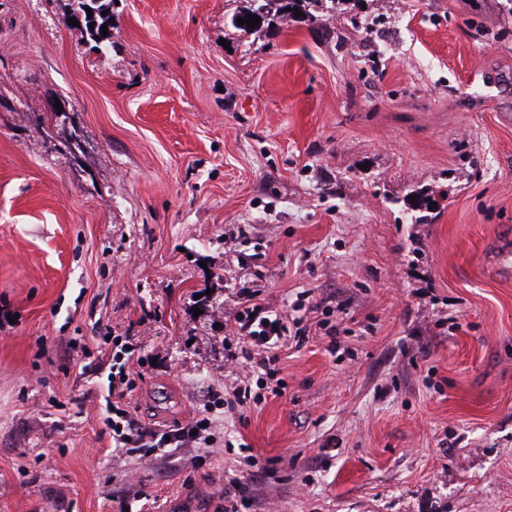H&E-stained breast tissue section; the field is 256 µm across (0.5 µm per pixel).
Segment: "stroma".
<instances>
[{
  "mask_svg": "<svg viewBox=\"0 0 512 512\" xmlns=\"http://www.w3.org/2000/svg\"><path fill=\"white\" fill-rule=\"evenodd\" d=\"M242 5L119 0L99 51L0 0V512H224L231 476L250 512H512V0ZM305 291L284 395L113 450L112 337L161 431L231 398L247 297ZM249 6L244 7L243 11H239L234 14L231 19L232 25L242 31L250 32L256 30L264 23L271 21L288 22V19L295 16V12H301L311 17H314L311 10L316 9L319 5L324 6L325 2H329V5H325L330 11L336 10V0H247ZM286 8H291V12H285ZM294 8H298V11H294ZM256 15L261 18L260 23L255 28H248L246 15ZM241 18L245 21V24L239 26L236 24V20Z\"/></svg>",
  "mask_w": 512,
  "mask_h": 512,
  "instance_id": "35a3bbf8",
  "label": "stroma"
}]
</instances>
